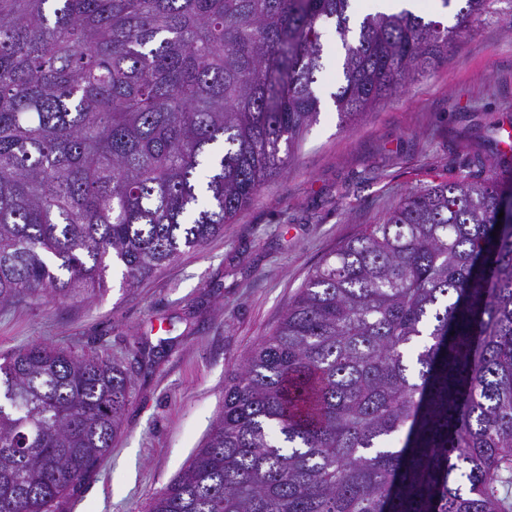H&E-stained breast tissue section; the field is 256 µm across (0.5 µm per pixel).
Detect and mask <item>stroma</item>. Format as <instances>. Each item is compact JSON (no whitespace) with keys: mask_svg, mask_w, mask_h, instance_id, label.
Returning a JSON list of instances; mask_svg holds the SVG:
<instances>
[{"mask_svg":"<svg viewBox=\"0 0 512 512\" xmlns=\"http://www.w3.org/2000/svg\"><path fill=\"white\" fill-rule=\"evenodd\" d=\"M512 0L475 23L428 73L345 127L318 75L321 112L288 171L199 250L134 287L111 273L95 298L0 306V354L36 343L99 355L130 377L111 452L58 512H149L187 466L224 402V384L277 327L327 253L410 190L483 177L476 154L512 132Z\"/></svg>","mask_w":512,"mask_h":512,"instance_id":"stroma-1","label":"stroma"}]
</instances>
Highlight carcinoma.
I'll use <instances>...</instances> for the list:
<instances>
[{"mask_svg":"<svg viewBox=\"0 0 512 512\" xmlns=\"http://www.w3.org/2000/svg\"><path fill=\"white\" fill-rule=\"evenodd\" d=\"M351 2L0 0V305L89 300L112 267L132 286L223 231L317 121L325 25L349 127L498 0L355 36ZM481 165L326 255L150 512H512V154ZM129 384L99 356H1L0 512H56Z\"/></svg>","mask_w":512,"mask_h":512,"instance_id":"cac0c4a2","label":"carcinoma"}]
</instances>
